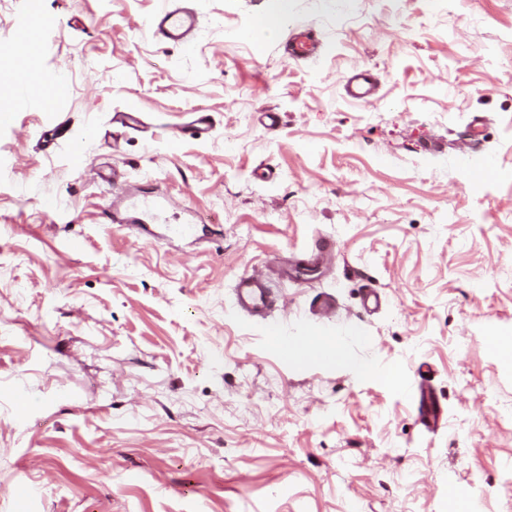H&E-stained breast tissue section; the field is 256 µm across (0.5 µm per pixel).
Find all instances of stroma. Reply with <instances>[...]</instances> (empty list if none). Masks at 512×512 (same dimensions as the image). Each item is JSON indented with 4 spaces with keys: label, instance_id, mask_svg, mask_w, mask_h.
<instances>
[{
    "label": "stroma",
    "instance_id": "stroma-1",
    "mask_svg": "<svg viewBox=\"0 0 512 512\" xmlns=\"http://www.w3.org/2000/svg\"><path fill=\"white\" fill-rule=\"evenodd\" d=\"M179 3L186 45L147 25L167 0H0V512H456L452 484L512 512V0ZM28 27L49 112L19 94ZM253 270L265 318L233 307ZM273 328L376 370L285 359ZM317 41L312 29L293 33L284 44V52L292 59H304L315 53ZM376 81L368 70H361L352 77L346 86L350 97L361 102H370L376 91ZM212 125L211 116L207 112H193L187 122L178 127V137H196L207 132ZM419 419L421 424L428 430L434 431L441 425V412L435 397L425 390L420 392Z\"/></svg>",
    "mask_w": 512,
    "mask_h": 512
}]
</instances>
